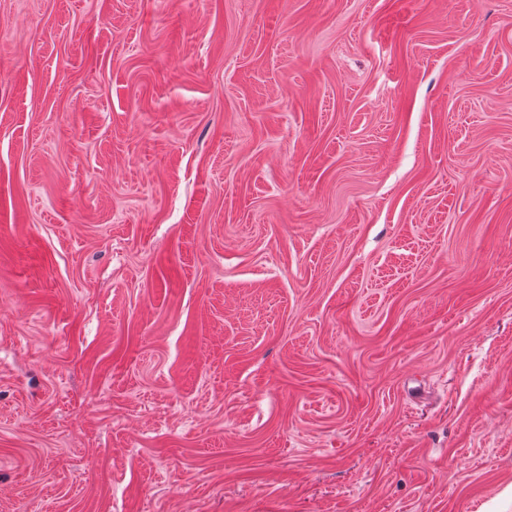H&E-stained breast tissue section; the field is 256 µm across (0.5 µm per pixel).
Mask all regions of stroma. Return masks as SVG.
<instances>
[{"mask_svg":"<svg viewBox=\"0 0 512 512\" xmlns=\"http://www.w3.org/2000/svg\"><path fill=\"white\" fill-rule=\"evenodd\" d=\"M0 512H512V0H0Z\"/></svg>","mask_w":512,"mask_h":512,"instance_id":"stroma-1","label":"stroma"}]
</instances>
